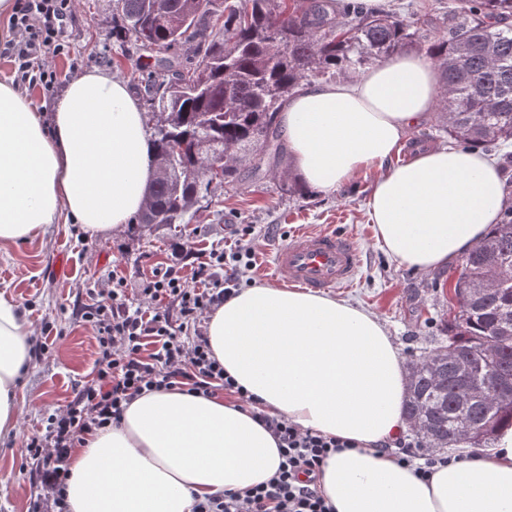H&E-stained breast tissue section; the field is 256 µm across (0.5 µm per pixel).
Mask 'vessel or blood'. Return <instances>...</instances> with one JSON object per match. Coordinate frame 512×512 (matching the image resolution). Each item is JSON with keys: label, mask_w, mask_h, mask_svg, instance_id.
Segmentation results:
<instances>
[{"label": "vessel or blood", "mask_w": 512, "mask_h": 512, "mask_svg": "<svg viewBox=\"0 0 512 512\" xmlns=\"http://www.w3.org/2000/svg\"><path fill=\"white\" fill-rule=\"evenodd\" d=\"M361 264L355 242L329 231L303 230L274 254L278 281L320 292L351 286Z\"/></svg>", "instance_id": "1"}]
</instances>
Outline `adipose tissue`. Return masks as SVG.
I'll list each match as a JSON object with an SVG mask.
<instances>
[{"mask_svg": "<svg viewBox=\"0 0 512 512\" xmlns=\"http://www.w3.org/2000/svg\"><path fill=\"white\" fill-rule=\"evenodd\" d=\"M439 91L430 63L402 53L354 79L303 86L278 115L305 185L331 194L375 171L365 200L375 241L417 271L462 259L512 201L500 167L478 149L434 148L394 163ZM154 180L144 115L123 81L83 73L46 115L0 81V247L64 219L93 236L115 233ZM207 337L225 371L271 413L349 440L319 475L335 512H512L511 426L426 481L383 450L405 428L407 373L373 313L344 298L256 285L209 314ZM30 361L20 310L0 299V437L17 428V383ZM281 460L274 438L235 402L152 391L72 450L68 509L192 512L196 498L266 482Z\"/></svg>", "mask_w": 512, "mask_h": 512, "instance_id": "1", "label": "adipose tissue"}]
</instances>
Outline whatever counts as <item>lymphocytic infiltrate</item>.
Wrapping results in <instances>:
<instances>
[{
    "label": "lymphocytic infiltrate",
    "instance_id": "1",
    "mask_svg": "<svg viewBox=\"0 0 512 512\" xmlns=\"http://www.w3.org/2000/svg\"><path fill=\"white\" fill-rule=\"evenodd\" d=\"M70 3L20 0L14 37L4 46L19 70L29 72L42 53L55 46L57 23ZM254 231V225H236L234 244L197 254L191 276L171 265L142 279L138 302L130 301L126 279L116 277L93 303L79 309V318L98 338L95 376L75 388L72 399L27 445L36 487L28 512H67L72 449L81 446L86 435L119 422L127 406L144 393L174 388L233 397L270 432L282 455L268 482L205 496L192 512H333L318 490L317 478L329 454L346 447V440L301 429L270 414L225 373L208 344L207 314L248 285Z\"/></svg>",
    "mask_w": 512,
    "mask_h": 512
}]
</instances>
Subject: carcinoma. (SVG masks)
<instances>
[{"label":"carcinoma","instance_id":"cac0c4a2","mask_svg":"<svg viewBox=\"0 0 512 512\" xmlns=\"http://www.w3.org/2000/svg\"><path fill=\"white\" fill-rule=\"evenodd\" d=\"M454 2L446 31L433 36L419 18L359 0H114L116 37L170 53L160 69L138 73L157 178L132 224L150 235L191 223L203 200L237 184L244 162L255 176L274 172L284 153L276 115L290 95L412 46L440 76L437 130L462 148L497 152L509 173L512 0ZM218 158L224 175L215 182ZM461 273L475 292L448 305V335L412 364L404 406L431 448L455 444L462 432L487 448L512 424V395L483 388L490 374L512 379V205L462 259Z\"/></svg>","mask_w":512,"mask_h":512}]
</instances>
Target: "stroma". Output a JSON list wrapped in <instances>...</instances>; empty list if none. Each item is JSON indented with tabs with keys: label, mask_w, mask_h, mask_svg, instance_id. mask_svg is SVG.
<instances>
[{
	"label": "stroma",
	"mask_w": 512,
	"mask_h": 512,
	"mask_svg": "<svg viewBox=\"0 0 512 512\" xmlns=\"http://www.w3.org/2000/svg\"><path fill=\"white\" fill-rule=\"evenodd\" d=\"M112 6L113 0H74L60 23L63 48L44 60L56 76L53 90L44 89L38 71L21 76L15 59L3 54L0 80L27 90L44 111L85 70H106L128 83L136 66L158 67L161 53L137 50L113 36ZM371 181L368 175L357 177L329 196L304 185L291 194L279 179L257 180L244 169L235 187L216 192L208 208L175 231L140 237L127 226L105 238L87 235L77 224H51L38 238L0 249V297L17 304L28 335L46 347L19 383L16 432L0 438V512H28L34 479L26 444L67 404L74 388L95 374L96 336L73 318V310L91 303L94 292L115 276L136 282L172 264L190 274L193 252L223 244L231 225L257 227L254 277L260 285L274 283L273 254L298 229L353 236L362 256L359 274L355 286L337 290V297L382 320L404 360L443 335L453 273L406 269L383 254L364 208Z\"/></svg>",
	"instance_id": "obj_1"
}]
</instances>
